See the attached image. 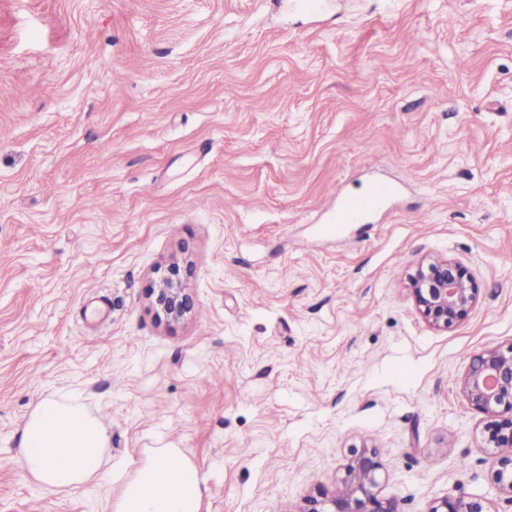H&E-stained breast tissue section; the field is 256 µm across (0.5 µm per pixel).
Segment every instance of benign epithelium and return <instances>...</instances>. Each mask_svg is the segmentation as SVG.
<instances>
[{"mask_svg": "<svg viewBox=\"0 0 512 512\" xmlns=\"http://www.w3.org/2000/svg\"><path fill=\"white\" fill-rule=\"evenodd\" d=\"M408 290L423 320L438 331L464 321L479 293L468 271L447 257L419 264L408 278ZM153 306L168 321L182 320L192 311L178 262H170L157 278ZM460 387L470 406L489 418L486 441L495 448L490 457L493 477L499 489L512 496V347L475 355ZM380 468L378 449L353 451L338 489L308 496L300 512H399L393 499L380 495ZM428 512L489 510L480 499L446 496L434 501Z\"/></svg>", "mask_w": 512, "mask_h": 512, "instance_id": "1", "label": "benign epithelium"}]
</instances>
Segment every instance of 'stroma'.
Instances as JSON below:
<instances>
[{
	"mask_svg": "<svg viewBox=\"0 0 512 512\" xmlns=\"http://www.w3.org/2000/svg\"><path fill=\"white\" fill-rule=\"evenodd\" d=\"M0 86V512L120 494L20 465L70 392L113 469L181 449L202 512H299L362 447L400 512H512L460 390L512 346V0H0ZM380 180L386 211L322 232ZM431 256L479 288L445 332L406 289ZM174 259L194 306L169 322ZM186 290L179 263L177 261L170 262L156 281L153 306L157 314H162L167 321L184 319L193 308ZM428 512H490L481 499L446 496L435 500Z\"/></svg>",
	"mask_w": 512,
	"mask_h": 512,
	"instance_id": "35a3bbf8",
	"label": "stroma"
}]
</instances>
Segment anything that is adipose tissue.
I'll list each match as a JSON object with an SVG mask.
<instances>
[{
  "label": "adipose tissue",
  "mask_w": 512,
  "mask_h": 512,
  "mask_svg": "<svg viewBox=\"0 0 512 512\" xmlns=\"http://www.w3.org/2000/svg\"><path fill=\"white\" fill-rule=\"evenodd\" d=\"M108 434L77 397L44 398L22 431L20 459L38 483L74 490L103 477ZM206 481L177 448L150 449L110 512H201Z\"/></svg>",
  "instance_id": "adipose-tissue-1"
}]
</instances>
